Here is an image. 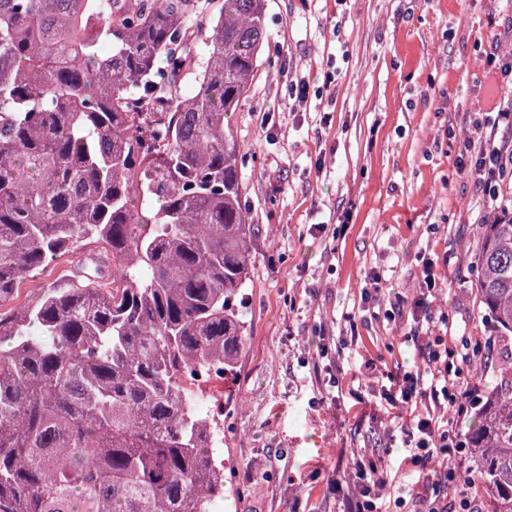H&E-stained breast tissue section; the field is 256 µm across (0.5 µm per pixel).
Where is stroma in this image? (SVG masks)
I'll use <instances>...</instances> for the list:
<instances>
[{
  "label": "stroma",
  "mask_w": 512,
  "mask_h": 512,
  "mask_svg": "<svg viewBox=\"0 0 512 512\" xmlns=\"http://www.w3.org/2000/svg\"><path fill=\"white\" fill-rule=\"evenodd\" d=\"M266 23L229 118L254 237L248 345L224 383L225 510L348 512L358 461L388 493L406 481V433L379 389L423 363L413 321L385 317L395 295L419 296L423 260L432 313L501 348L472 288L481 215L458 159L484 143L482 60L512 53V0H267Z\"/></svg>",
  "instance_id": "stroma-1"
}]
</instances>
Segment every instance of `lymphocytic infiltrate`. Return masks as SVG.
Returning <instances> with one entry per match:
<instances>
[{
	"mask_svg": "<svg viewBox=\"0 0 512 512\" xmlns=\"http://www.w3.org/2000/svg\"><path fill=\"white\" fill-rule=\"evenodd\" d=\"M493 134L487 135L482 150L462 154L459 171L470 179L489 219L512 214V195L505 191V181H512V149L496 142L499 129L512 131V102L497 103L493 108ZM413 321L437 323L439 335L427 337L419 353L426 360L425 368L391 378L379 395L393 407L404 408L410 425L408 437L414 444L406 456L409 492L418 502L421 512H471L473 500L460 495L449 500L448 492L456 485L452 459L460 450L456 429L467 410L458 395L463 382V368L479 356L481 348L472 337L458 334L448 315L433 316L424 300L412 307ZM445 473L443 488H429L425 474L433 465ZM361 481L349 512H384L380 491L387 484L377 467L370 462L359 465Z\"/></svg>",
	"mask_w": 512,
	"mask_h": 512,
	"instance_id": "lymphocytic-infiltrate-1",
	"label": "lymphocytic infiltrate"
}]
</instances>
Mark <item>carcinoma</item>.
<instances>
[{
    "label": "carcinoma",
    "instance_id": "cac0c4a2",
    "mask_svg": "<svg viewBox=\"0 0 512 512\" xmlns=\"http://www.w3.org/2000/svg\"><path fill=\"white\" fill-rule=\"evenodd\" d=\"M213 2L0 0V512L224 504L222 437L182 375H231L247 344L253 224L225 119L268 33L266 0ZM473 259L512 343V216ZM468 442L463 486L512 512L511 364Z\"/></svg>",
    "mask_w": 512,
    "mask_h": 512
}]
</instances>
